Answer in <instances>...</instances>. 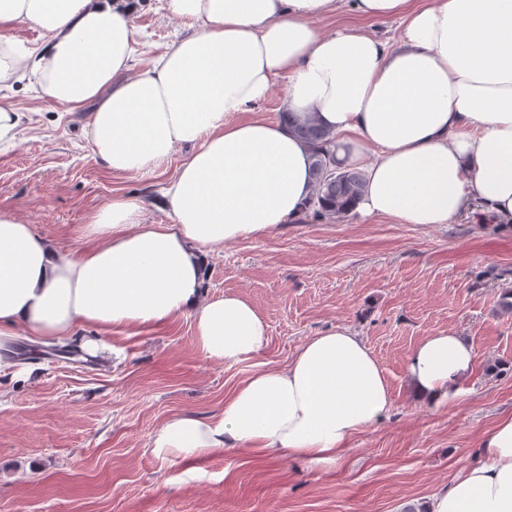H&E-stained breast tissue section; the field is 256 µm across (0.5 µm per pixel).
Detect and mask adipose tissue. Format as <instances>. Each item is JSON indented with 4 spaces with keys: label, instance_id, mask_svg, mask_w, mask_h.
Segmentation results:
<instances>
[{
    "label": "adipose tissue",
    "instance_id": "adipose-tissue-1",
    "mask_svg": "<svg viewBox=\"0 0 512 512\" xmlns=\"http://www.w3.org/2000/svg\"><path fill=\"white\" fill-rule=\"evenodd\" d=\"M139 0H0V81L33 74L41 98L90 108L93 153L114 172L155 171L193 151L170 180L169 223L116 197L82 229L92 248H56L0 215V337L99 336L186 316L209 359L259 350L263 317L245 300L206 295L207 250L299 223L310 212L311 150L287 126L241 119L278 81L282 111L316 116L339 162L365 180L356 220L447 224L463 212L512 222V0H169L188 19L153 65L131 73ZM397 19L392 42L315 19L341 8ZM33 26L44 44L19 47ZM477 354L453 332L421 340L406 376L439 405L458 397ZM391 408L386 374L365 342L337 326L285 367L242 381L219 418L183 414L156 433V453L184 459L227 448L339 460L356 433ZM424 512H512V416Z\"/></svg>",
    "mask_w": 512,
    "mask_h": 512
}]
</instances>
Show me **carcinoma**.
I'll list each match as a JSON object with an SVG mask.
<instances>
[{"label":"carcinoma","instance_id":"1","mask_svg":"<svg viewBox=\"0 0 512 512\" xmlns=\"http://www.w3.org/2000/svg\"><path fill=\"white\" fill-rule=\"evenodd\" d=\"M282 122L313 148V197L316 214L329 219L348 216L349 206L364 189V179L353 169L336 171V161L325 149L332 139L331 132L315 117L303 121L290 112L282 113Z\"/></svg>","mask_w":512,"mask_h":512}]
</instances>
